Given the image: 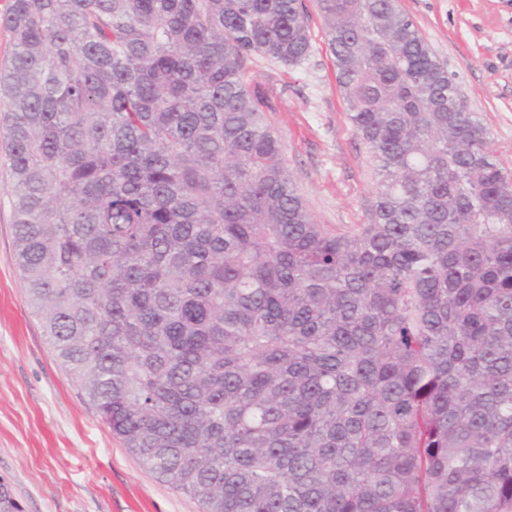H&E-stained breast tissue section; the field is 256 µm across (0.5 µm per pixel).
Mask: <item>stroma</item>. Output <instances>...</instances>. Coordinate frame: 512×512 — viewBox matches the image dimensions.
Segmentation results:
<instances>
[{
    "instance_id": "1",
    "label": "stroma",
    "mask_w": 512,
    "mask_h": 512,
    "mask_svg": "<svg viewBox=\"0 0 512 512\" xmlns=\"http://www.w3.org/2000/svg\"><path fill=\"white\" fill-rule=\"evenodd\" d=\"M296 67L257 59L288 172L318 223H366L375 177L349 119L317 0ZM512 169V0H398ZM12 178L0 143V491L13 512H201L145 469L69 379L29 305L13 243Z\"/></svg>"
}]
</instances>
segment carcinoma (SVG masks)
Here are the masks:
<instances>
[{
    "label": "carcinoma",
    "instance_id": "1",
    "mask_svg": "<svg viewBox=\"0 0 512 512\" xmlns=\"http://www.w3.org/2000/svg\"><path fill=\"white\" fill-rule=\"evenodd\" d=\"M373 160L334 233L251 86L304 0H12L20 274L65 374L202 512H512V172L397 0H318Z\"/></svg>",
    "mask_w": 512,
    "mask_h": 512
}]
</instances>
